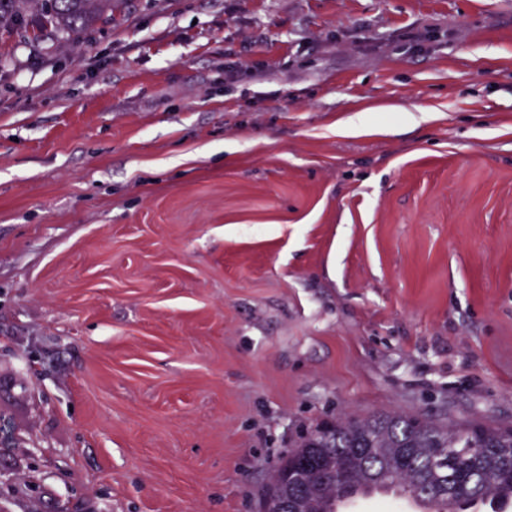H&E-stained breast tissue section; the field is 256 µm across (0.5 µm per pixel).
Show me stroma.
Wrapping results in <instances>:
<instances>
[{
	"mask_svg": "<svg viewBox=\"0 0 512 512\" xmlns=\"http://www.w3.org/2000/svg\"><path fill=\"white\" fill-rule=\"evenodd\" d=\"M380 411L512 426V0L0 32V512H253Z\"/></svg>",
	"mask_w": 512,
	"mask_h": 512,
	"instance_id": "stroma-1",
	"label": "stroma"
}]
</instances>
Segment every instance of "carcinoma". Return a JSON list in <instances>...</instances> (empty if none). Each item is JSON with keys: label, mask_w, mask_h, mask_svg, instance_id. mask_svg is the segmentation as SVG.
<instances>
[{"label": "carcinoma", "mask_w": 512, "mask_h": 512, "mask_svg": "<svg viewBox=\"0 0 512 512\" xmlns=\"http://www.w3.org/2000/svg\"><path fill=\"white\" fill-rule=\"evenodd\" d=\"M114 0H0V30L36 20L62 39L80 42L86 28L112 19ZM337 460L349 481H327L310 512H335L337 499L362 485L389 483L423 496L427 512H466L507 494L512 499V428L474 421L383 412L336 416L300 437L279 467L318 472Z\"/></svg>", "instance_id": "carcinoma-1"}]
</instances>
